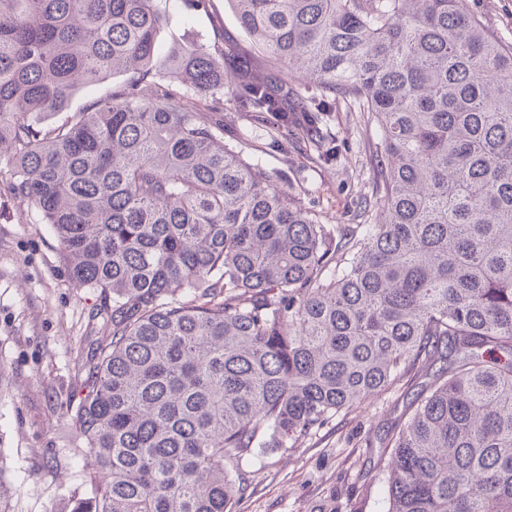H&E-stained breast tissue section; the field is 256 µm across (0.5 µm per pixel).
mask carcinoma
<instances>
[{
  "instance_id": "cac0c4a2",
  "label": "carcinoma",
  "mask_w": 512,
  "mask_h": 512,
  "mask_svg": "<svg viewBox=\"0 0 512 512\" xmlns=\"http://www.w3.org/2000/svg\"><path fill=\"white\" fill-rule=\"evenodd\" d=\"M167 2L0 0V180L112 299L71 411L94 490L74 512H233L242 462L434 366L386 442V512H512V46L461 0H229L254 73L232 48L158 56ZM340 95L385 180L375 222L332 230L216 112L326 161ZM126 77L116 75L107 82L85 86L78 89L71 97L66 110L46 118L45 125L51 126L64 118L65 112H78L93 99L103 95L109 88H117L125 82Z\"/></svg>"
}]
</instances>
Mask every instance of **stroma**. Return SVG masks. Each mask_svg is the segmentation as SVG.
Here are the masks:
<instances>
[{
	"instance_id": "obj_1",
	"label": "stroma",
	"mask_w": 512,
	"mask_h": 512,
	"mask_svg": "<svg viewBox=\"0 0 512 512\" xmlns=\"http://www.w3.org/2000/svg\"><path fill=\"white\" fill-rule=\"evenodd\" d=\"M462 7L512 43V0H462ZM167 8L163 48L232 44L254 55L228 0L200 8L169 0ZM328 125L336 159L327 163L314 162L313 147L300 140L274 146L242 111H225L224 141L244 160L262 162L320 223H364L361 203L377 199L383 181L376 126L341 97ZM103 306L99 291L70 279L50 225L0 184V476L16 490L11 512H73L76 498L93 495L73 455L80 438L66 409L78 401L83 360L109 331ZM416 392L398 385L316 435L265 449L244 466L250 487L237 512H385L384 442Z\"/></svg>"
}]
</instances>
